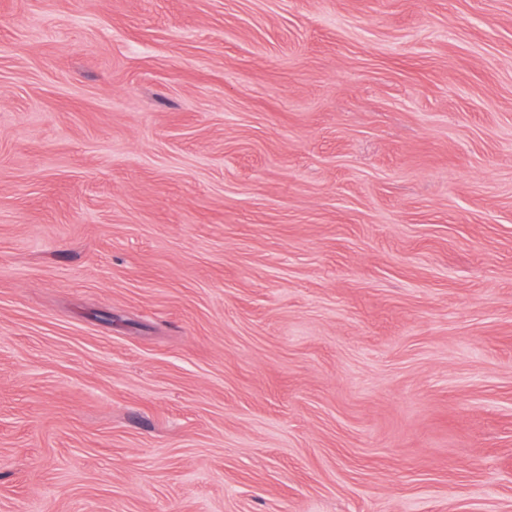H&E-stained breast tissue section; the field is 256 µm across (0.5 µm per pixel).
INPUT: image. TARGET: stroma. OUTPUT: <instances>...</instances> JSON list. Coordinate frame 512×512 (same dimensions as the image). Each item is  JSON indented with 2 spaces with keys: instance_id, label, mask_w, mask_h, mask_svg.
Segmentation results:
<instances>
[{
  "instance_id": "1",
  "label": "stroma",
  "mask_w": 512,
  "mask_h": 512,
  "mask_svg": "<svg viewBox=\"0 0 512 512\" xmlns=\"http://www.w3.org/2000/svg\"><path fill=\"white\" fill-rule=\"evenodd\" d=\"M0 512H512V0H0Z\"/></svg>"
}]
</instances>
